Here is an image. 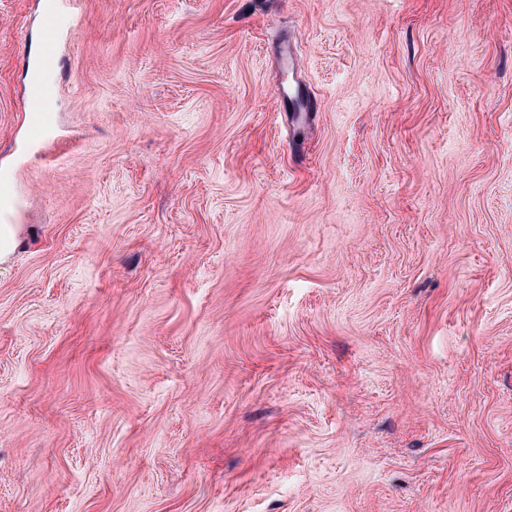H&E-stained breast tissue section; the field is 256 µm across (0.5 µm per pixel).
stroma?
<instances>
[{"instance_id": "1", "label": "stroma", "mask_w": 512, "mask_h": 512, "mask_svg": "<svg viewBox=\"0 0 512 512\" xmlns=\"http://www.w3.org/2000/svg\"><path fill=\"white\" fill-rule=\"evenodd\" d=\"M71 9L40 160L0 0V512H512V0ZM15 208V200L4 184H0V261L10 254L15 245L14 225L9 224Z\"/></svg>"}]
</instances>
